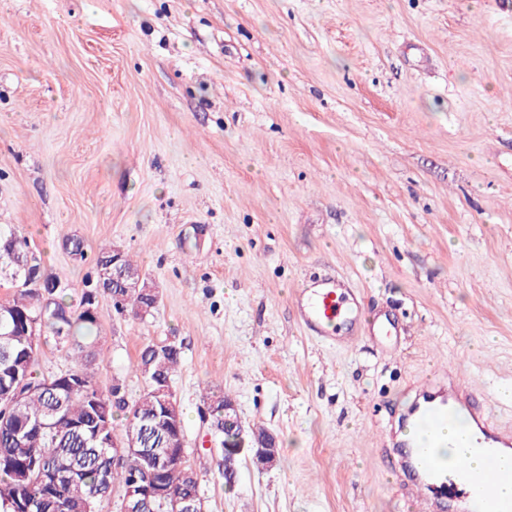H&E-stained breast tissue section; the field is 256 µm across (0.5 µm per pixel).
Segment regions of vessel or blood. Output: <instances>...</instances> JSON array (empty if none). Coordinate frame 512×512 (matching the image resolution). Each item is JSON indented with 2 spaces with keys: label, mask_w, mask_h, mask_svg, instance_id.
I'll return each instance as SVG.
<instances>
[{
  "label": "vessel or blood",
  "mask_w": 512,
  "mask_h": 512,
  "mask_svg": "<svg viewBox=\"0 0 512 512\" xmlns=\"http://www.w3.org/2000/svg\"><path fill=\"white\" fill-rule=\"evenodd\" d=\"M295 306L311 338L332 346L360 340L362 310L343 283L329 278L306 283ZM459 412L467 417L462 455L464 460L481 458L476 471L464 461L446 468L432 452L438 431ZM387 441L411 477L408 488L420 512H437L443 496L455 500L458 512H512V497L499 493L502 484L512 483V428L499 422L479 390L463 385L456 374L417 388L410 408L388 428Z\"/></svg>",
  "instance_id": "obj_1"
}]
</instances>
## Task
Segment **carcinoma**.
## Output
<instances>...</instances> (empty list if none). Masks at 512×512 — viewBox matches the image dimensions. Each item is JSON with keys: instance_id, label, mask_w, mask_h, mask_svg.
Masks as SVG:
<instances>
[{"instance_id": "cac0c4a2", "label": "carcinoma", "mask_w": 512, "mask_h": 512, "mask_svg": "<svg viewBox=\"0 0 512 512\" xmlns=\"http://www.w3.org/2000/svg\"><path fill=\"white\" fill-rule=\"evenodd\" d=\"M29 246L27 237L17 235L9 225H0V288L13 289L11 298L0 301V512H94L97 502L89 499L90 493L117 483L126 488L135 473L163 482L174 498L200 495V482L182 475L181 458L166 454L167 448L179 443L174 427L154 417L160 410L157 390L163 382L172 381L181 348L174 342L144 345L136 370L145 388L124 405L112 403V393L104 392L89 371L100 350L88 340L99 317L86 314L87 295L94 291L139 318L147 307L145 295L112 287L110 247L100 250L95 260L104 272L95 278L102 287L83 289L74 303L68 300L69 285L43 268L39 273L43 285L23 288L14 272L19 254ZM32 318L45 319L37 330L44 331L71 359L66 373L78 377L80 383L75 388L29 390L18 410L4 413L1 408L16 389L15 374L36 373L37 356L28 351L29 337L22 335ZM206 399L217 400L213 416L218 427H224V401L230 396L210 391ZM118 412L125 413V437L136 439L138 454L117 467L112 464V449L100 447L96 435L114 432ZM34 462L54 475L53 495H47L38 478L25 476V469Z\"/></svg>"}]
</instances>
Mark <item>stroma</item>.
Listing matches in <instances>:
<instances>
[{
  "instance_id": "obj_1",
  "label": "stroma",
  "mask_w": 512,
  "mask_h": 512,
  "mask_svg": "<svg viewBox=\"0 0 512 512\" xmlns=\"http://www.w3.org/2000/svg\"><path fill=\"white\" fill-rule=\"evenodd\" d=\"M7 224L73 292L110 246L152 281L144 318L100 300L92 369L132 400L139 349L180 346L206 512H416L398 402L452 368L512 426V0H0ZM318 277L396 335L311 339ZM207 386L275 466L226 483ZM257 434L255 432L248 442L253 453V461L258 465L270 467L274 465L278 454L276 438L267 431L263 437H258Z\"/></svg>"
}]
</instances>
